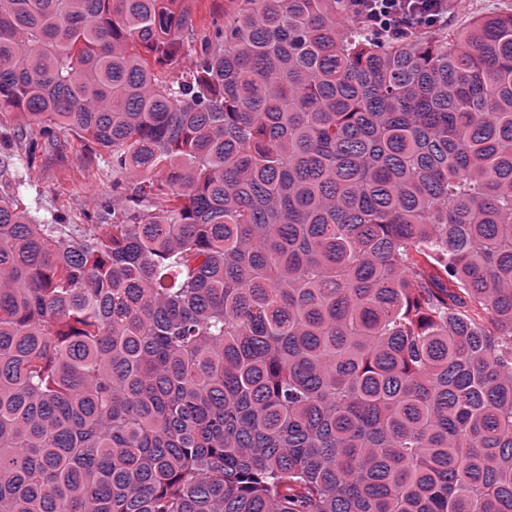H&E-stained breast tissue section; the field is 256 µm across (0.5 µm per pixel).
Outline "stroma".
Wrapping results in <instances>:
<instances>
[{"instance_id": "obj_1", "label": "stroma", "mask_w": 512, "mask_h": 512, "mask_svg": "<svg viewBox=\"0 0 512 512\" xmlns=\"http://www.w3.org/2000/svg\"><path fill=\"white\" fill-rule=\"evenodd\" d=\"M191 7L195 39L185 48L190 61L201 40L209 37L212 20L223 17L234 4L232 0H193ZM25 140L32 148L23 156L25 184L20 198L32 214L78 228L95 223L100 206L112 199L113 176L106 153L66 128L46 136L32 127L26 130Z\"/></svg>"}]
</instances>
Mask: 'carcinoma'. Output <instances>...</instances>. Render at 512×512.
I'll list each match as a JSON object with an SVG mask.
<instances>
[{
  "instance_id": "obj_1",
  "label": "carcinoma",
  "mask_w": 512,
  "mask_h": 512,
  "mask_svg": "<svg viewBox=\"0 0 512 512\" xmlns=\"http://www.w3.org/2000/svg\"><path fill=\"white\" fill-rule=\"evenodd\" d=\"M0 0V108L108 154L0 193V512H512V14ZM236 6L229 0H195L192 2V18L195 41L185 47L186 61L189 65L195 58L194 50H200L201 41L210 36V24L214 18H224ZM379 36L398 38L413 27L460 28L490 13L512 14V0H344ZM446 25V26H445ZM0 158L17 149L23 156L25 185L20 198L39 220H60L62 224L96 223V214L105 201L112 203V169L107 154L99 147L79 139L66 128L44 136L33 126L25 130L26 150L14 145L18 121L13 114L0 115ZM4 140L11 145L6 147ZM10 141V142H9Z\"/></svg>"
}]
</instances>
